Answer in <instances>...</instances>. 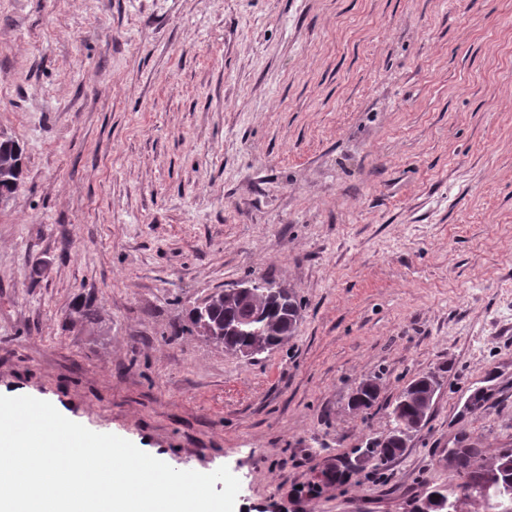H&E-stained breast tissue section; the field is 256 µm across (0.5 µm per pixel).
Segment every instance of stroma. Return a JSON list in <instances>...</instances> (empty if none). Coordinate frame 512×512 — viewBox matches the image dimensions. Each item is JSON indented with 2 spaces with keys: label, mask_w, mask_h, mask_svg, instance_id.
Returning a JSON list of instances; mask_svg holds the SVG:
<instances>
[{
  "label": "stroma",
  "mask_w": 512,
  "mask_h": 512,
  "mask_svg": "<svg viewBox=\"0 0 512 512\" xmlns=\"http://www.w3.org/2000/svg\"><path fill=\"white\" fill-rule=\"evenodd\" d=\"M0 132V395L228 466L235 512H489L448 451L512 450V0H0ZM263 278L287 344L190 331ZM423 375L400 455L333 480ZM22 149L19 143L10 138L0 141V190L13 195L22 183V176L17 172L18 155Z\"/></svg>",
  "instance_id": "obj_1"
}]
</instances>
